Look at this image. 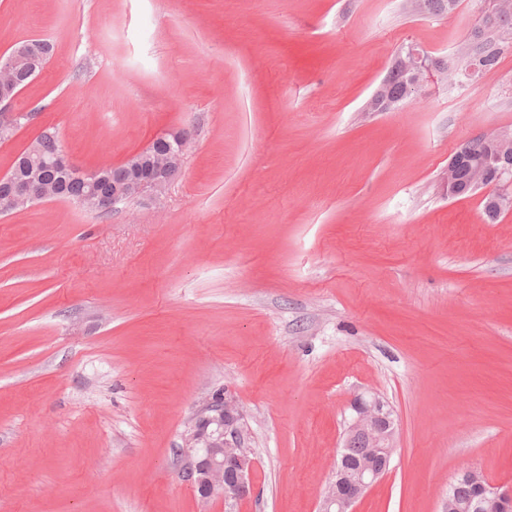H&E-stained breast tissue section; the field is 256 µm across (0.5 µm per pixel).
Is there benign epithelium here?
Listing matches in <instances>:
<instances>
[{
    "mask_svg": "<svg viewBox=\"0 0 512 512\" xmlns=\"http://www.w3.org/2000/svg\"><path fill=\"white\" fill-rule=\"evenodd\" d=\"M490 13L481 7L475 9L474 28L485 30L498 25L512 28V0H489ZM23 53L16 47L0 58V134L11 138L21 121H29L30 114L15 113L12 103L19 94L6 77L15 58ZM412 76L405 84L404 94L415 95L424 88L426 75L437 72V65L445 57L426 54L412 48L408 52ZM482 57L469 51L464 68L448 71L469 79H480ZM191 144V133L182 129L161 136L150 145L151 152L140 151L130 155L120 167L123 173L112 174V209L142 197L157 198L179 175L183 158ZM468 168V185L473 190L484 189V197L500 212L512 210V132L499 135L485 159L474 164L461 150L448 163V195L456 194L457 169ZM93 184L102 178V170L84 172L78 169L63 149H58L46 165ZM5 177L12 180L10 194L0 199V212L7 213L20 206L32 204L38 197L37 188L43 180L42 168L29 169L26 174L11 171ZM355 416L346 440L361 438L365 451L359 464L353 468L338 460L333 481L324 495L321 512H352L351 507L365 491L385 473L391 458L397 427L392 411L379 397H359L354 402ZM185 464L182 477L199 498L206 502L214 497L224 498V506L246 499L252 492V474L255 466L249 446V430L235 401L216 391L205 399L182 448ZM462 478L476 492L475 499L458 501L448 494V512H509L512 509V490L502 491L491 484L477 469L463 472Z\"/></svg>",
    "mask_w": 512,
    "mask_h": 512,
    "instance_id": "benign-epithelium-1",
    "label": "benign epithelium"
}]
</instances>
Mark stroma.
Returning <instances> with one entry per match:
<instances>
[{
	"label": "stroma",
	"mask_w": 512,
	"mask_h": 512,
	"mask_svg": "<svg viewBox=\"0 0 512 512\" xmlns=\"http://www.w3.org/2000/svg\"><path fill=\"white\" fill-rule=\"evenodd\" d=\"M473 23L414 0H0V55L54 46L0 174L45 126L85 171L193 133L156 201L0 215V512H225L181 477L219 389L256 460L235 512H318L369 394L395 449L354 512H445L468 468L512 488V212L447 181L512 129V55L368 107L403 46L446 54Z\"/></svg>",
	"instance_id": "35a3bbf8"
}]
</instances>
